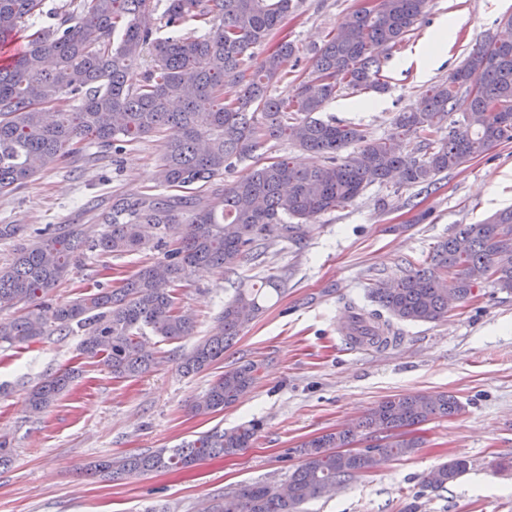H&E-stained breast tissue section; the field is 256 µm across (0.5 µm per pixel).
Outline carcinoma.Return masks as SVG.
<instances>
[{"instance_id": "1", "label": "carcinoma", "mask_w": 512, "mask_h": 512, "mask_svg": "<svg viewBox=\"0 0 512 512\" xmlns=\"http://www.w3.org/2000/svg\"><path fill=\"white\" fill-rule=\"evenodd\" d=\"M427 0H377L349 13L322 47L312 69L284 96L272 83L288 75L297 47L274 42L261 66L251 69L252 50L273 42L294 0H67L46 9L45 0H0V48L26 39L0 65V194L25 184L37 170L91 139L119 154L125 146L165 130L170 135L158 164L160 186L189 190L205 185L236 162L255 159L243 178L207 203L193 195L120 198L99 215L106 228L89 235L82 224H64L18 249L0 269V309L23 306L16 318L0 319V343L32 342L50 329L85 331V354L99 358L118 378L149 370L153 355L138 331L148 328L168 341L192 334V317L175 305L172 287L198 266L233 273L248 254L261 255L266 241L297 240L307 222L344 208L372 184L413 187L436 184L437 176L512 141V43L500 36L478 44L448 79L426 90L415 112H399L390 135L375 138L357 125L314 117L343 90L384 89L385 61L373 47L393 48L415 30ZM164 7L167 32L153 15ZM208 27L183 33L189 22ZM152 64L142 83H127L129 64L144 55ZM78 104L63 105L66 96ZM462 120L448 122L451 114ZM417 148L408 149V143ZM322 153L327 162L301 168L282 157L263 160L271 142ZM181 229L179 247L123 281L65 303L47 293L70 275L84 248L122 255L149 247L154 234ZM512 209L479 224H461L432 251L430 263L408 264L402 275L373 289L381 310L352 317L347 336L380 346L390 342L381 311L408 322H435L448 314V295L466 301L489 283L512 293ZM274 274L238 288L224 303L215 331L183 355L181 368L200 371L224 359L265 302L281 292ZM260 366L228 369L190 405L206 416L234 404L258 379ZM68 369L31 385L28 411L44 413L71 385ZM460 402L446 393L386 398L370 408L358 428L383 434L384 442L357 456H338L353 432L315 437L302 445V462L290 474L284 495L267 483L242 486L208 506L207 512H299L306 501L372 469L380 459L405 456L418 447L407 427L451 417ZM257 425L213 428L175 448L108 458L98 464L114 476L189 468L249 446ZM468 468L452 458L428 471L423 485L445 488Z\"/></svg>"}]
</instances>
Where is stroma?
Returning a JSON list of instances; mask_svg holds the SVG:
<instances>
[{"label": "stroma", "mask_w": 512, "mask_h": 512, "mask_svg": "<svg viewBox=\"0 0 512 512\" xmlns=\"http://www.w3.org/2000/svg\"><path fill=\"white\" fill-rule=\"evenodd\" d=\"M296 3L278 36L299 46L293 72L303 76L313 48L360 0ZM509 14L512 0H428L423 23L388 52V88L375 94L374 109L360 108L366 93L347 90L326 105L323 118L388 136L395 113L419 107L431 85L500 34L499 21ZM446 20L455 24L448 46L421 76L418 49ZM162 144V136L151 135L119 154L92 144L1 194L0 224L16 225L18 233L0 240V267L46 225L95 227L113 199L154 193ZM506 208H512V142L439 175L432 188L371 185L353 204L313 219L302 240L270 245L236 274L192 272L174 293L177 307L194 320L193 335L167 341L145 333L143 345L156 364L135 378L113 377L82 355L78 329L1 343L0 436L10 439L13 461L0 467V512H200L203 503L248 483L287 484L304 442L354 427L383 399L421 392L454 395L464 410L416 426L421 445L413 453L379 461L303 512H512V295L480 284L439 321H395L399 340L386 348L361 349L346 335L351 306L376 309L371 292L379 281L424 260L457 225ZM161 256L155 249L85 251L48 297L63 303L95 284L118 287ZM270 273L281 277V295L247 324L223 360L183 374L180 355L212 333L237 287ZM248 361L260 364V377L236 403L206 417L191 413V402L225 369ZM68 367L79 372L70 390L45 413L30 415L29 386ZM251 422L259 425L256 436L233 456L117 481L88 470L104 458L171 448L216 426ZM453 456L467 459V472L446 489L422 488V476Z\"/></svg>", "instance_id": "1"}]
</instances>
